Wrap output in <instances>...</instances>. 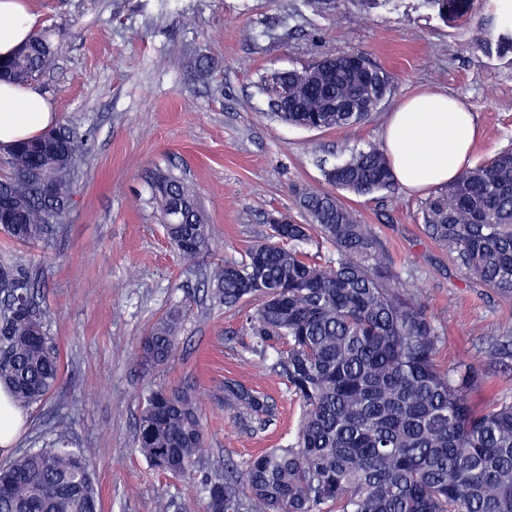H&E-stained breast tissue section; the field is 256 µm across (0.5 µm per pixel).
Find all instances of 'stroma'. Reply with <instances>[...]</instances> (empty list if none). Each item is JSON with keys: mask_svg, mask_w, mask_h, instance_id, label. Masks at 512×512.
Wrapping results in <instances>:
<instances>
[{"mask_svg": "<svg viewBox=\"0 0 512 512\" xmlns=\"http://www.w3.org/2000/svg\"><path fill=\"white\" fill-rule=\"evenodd\" d=\"M55 64L34 81L58 121L91 131L94 148L74 179L75 204L38 243L0 239V260L29 271L50 312L60 354L57 387L23 409L4 465L41 447L69 424L91 460L100 512H204L199 482L152 469L136 451V424L150 383L194 385L205 424L201 469L221 471L225 455L244 461L288 443L300 407L270 369L276 353L250 352L243 309L212 296L210 268L238 259L282 212L307 218L296 188L324 186L323 172L382 145L394 106L421 91L441 92L476 117L471 161L512 148V53L499 54L504 0H475L462 17L439 18L425 0H29ZM362 54L392 78L389 96L359 124L308 130L268 108L264 78L323 57ZM210 64L200 77L199 59ZM168 171L195 189L211 246L186 264L161 221L152 177ZM379 243L404 288L426 304L448 343L442 360L473 364L486 379L477 399L512 398V361L491 354L488 335L512 337V298L465 274L423 229L422 196L393 187L367 198L341 193ZM180 310L175 358L144 364L152 325ZM268 373L260 386L277 417L259 436L241 435L221 402L225 377Z\"/></svg>", "mask_w": 512, "mask_h": 512, "instance_id": "35a3bbf8", "label": "stroma"}]
</instances>
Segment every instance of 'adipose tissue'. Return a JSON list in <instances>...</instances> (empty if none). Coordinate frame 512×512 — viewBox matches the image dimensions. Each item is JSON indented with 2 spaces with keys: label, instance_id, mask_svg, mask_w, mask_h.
<instances>
[{
  "label": "adipose tissue",
  "instance_id": "1",
  "mask_svg": "<svg viewBox=\"0 0 512 512\" xmlns=\"http://www.w3.org/2000/svg\"><path fill=\"white\" fill-rule=\"evenodd\" d=\"M38 29L28 0H0V59ZM50 101L31 86L0 82V150L52 128ZM478 135L474 116L448 94L424 92L390 112L383 139L395 182L426 193L455 181L469 166Z\"/></svg>",
  "mask_w": 512,
  "mask_h": 512
}]
</instances>
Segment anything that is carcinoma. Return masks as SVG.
<instances>
[{
  "mask_svg": "<svg viewBox=\"0 0 512 512\" xmlns=\"http://www.w3.org/2000/svg\"><path fill=\"white\" fill-rule=\"evenodd\" d=\"M442 17L462 15L473 0H428ZM264 81L268 106L284 122L310 130L352 126L375 111L391 76L363 57L337 55ZM54 65L51 45L33 35L0 63V80L26 85ZM63 151L45 136L8 153L0 177V234L42 240L73 204V178L93 147L92 134L57 127ZM330 189L298 190L311 220L269 225L270 233L238 261L216 264L210 283L226 307H249L253 349L274 348L302 415L293 440L244 464L224 456V476L203 480L206 512H512V400L470 398L476 371L444 366L447 336L426 306L409 296L376 240L336 196H368L394 186L385 151L354 153L324 171ZM155 198L166 233L191 263L210 245L194 189L159 172ZM427 234L470 278L512 295V150L466 170L421 206ZM317 244L316 254L303 245ZM18 266L0 265V387L17 407L42 402L60 380L48 336L49 311ZM180 317L158 320L141 358L164 365L176 355ZM512 358V340L487 337ZM224 409L252 436L272 424L273 400L239 379L222 386ZM204 425L195 391L158 385L147 391L136 451L163 474L196 477ZM90 463L69 427L0 467V512H99Z\"/></svg>",
  "mask_w": 512,
  "mask_h": 512,
  "instance_id": "1",
  "label": "carcinoma"
}]
</instances>
